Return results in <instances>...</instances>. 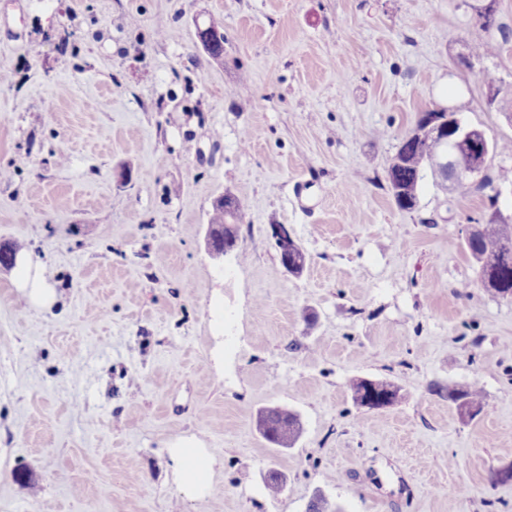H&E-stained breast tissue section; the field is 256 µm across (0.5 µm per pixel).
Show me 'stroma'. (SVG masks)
Listing matches in <instances>:
<instances>
[{
  "label": "stroma",
  "mask_w": 512,
  "mask_h": 512,
  "mask_svg": "<svg viewBox=\"0 0 512 512\" xmlns=\"http://www.w3.org/2000/svg\"><path fill=\"white\" fill-rule=\"evenodd\" d=\"M0 0V512H512V298L465 250L486 196L386 169L419 112L512 124V0ZM224 19V56L196 37ZM499 49L456 64L469 45ZM248 204L209 252L217 197ZM308 256L282 267L270 227ZM37 259L58 300L19 290ZM360 377L401 389L357 408ZM479 383L462 421L438 388ZM295 411L294 447L259 409ZM213 460L185 494L171 452ZM285 474L271 496L270 471ZM231 197L234 224H225L224 204H226L225 208L229 209L228 204L230 202L227 194L223 196L224 203L218 200L214 204L213 212L209 218V228H212L214 232L222 234L224 237V240L220 238H214L210 234L208 228L206 234V243L209 250L215 255H221L224 254V252H227V249L224 250L225 246L229 248H234L236 246L237 240L239 238L240 227L245 223L247 216V204L245 201L235 196ZM256 427L265 440L281 448L293 447L301 432L299 415L282 406L261 409Z\"/></svg>",
  "instance_id": "stroma-1"
}]
</instances>
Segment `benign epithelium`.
<instances>
[{
  "mask_svg": "<svg viewBox=\"0 0 512 512\" xmlns=\"http://www.w3.org/2000/svg\"><path fill=\"white\" fill-rule=\"evenodd\" d=\"M502 93L500 85L493 80L488 81L484 92L485 103L490 108H496L511 121L512 111L508 109ZM430 140L439 141L440 149L427 160L426 165L421 167L409 161L406 147L416 148L421 142ZM492 152V143L484 133L463 124L445 109L431 108L421 113L415 126L402 137L388 164V180L395 181L392 192L404 191L403 185L407 183L406 170L411 167L418 178L425 176L428 170L433 171L450 188L459 176L481 179ZM271 234L279 253L285 257L297 246L285 224L274 226Z\"/></svg>",
  "mask_w": 512,
  "mask_h": 512,
  "instance_id": "obj_1",
  "label": "benign epithelium"
}]
</instances>
